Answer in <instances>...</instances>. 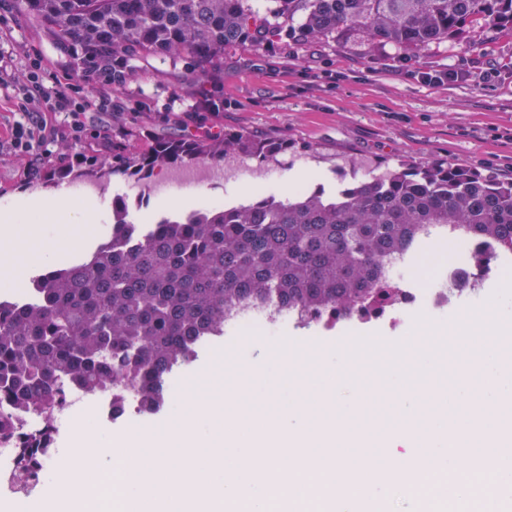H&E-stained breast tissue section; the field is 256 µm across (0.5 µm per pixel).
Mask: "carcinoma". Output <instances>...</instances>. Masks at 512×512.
<instances>
[{
    "label": "carcinoma",
    "instance_id": "obj_1",
    "mask_svg": "<svg viewBox=\"0 0 512 512\" xmlns=\"http://www.w3.org/2000/svg\"><path fill=\"white\" fill-rule=\"evenodd\" d=\"M68 68L93 90L124 85L151 63L193 66L199 102L218 101L224 50L283 35L343 38L358 50L398 52L440 45L468 23L512 24V0H17ZM288 148L237 132L155 136L132 151L71 148L44 176L55 184L113 176L151 178L162 167L244 154L267 159ZM246 204L162 215L148 228L112 201L109 238L87 258L32 277L23 304H0V405L44 416L69 380L98 391L137 385L149 406L170 366L196 357L224 319L271 297L305 314L351 315L379 292L382 270L430 227L489 239L512 252V179L455 163L403 167L327 194L319 189Z\"/></svg>",
    "mask_w": 512,
    "mask_h": 512
}]
</instances>
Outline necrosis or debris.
<instances>
[{
	"instance_id": "obj_1",
	"label": "necrosis or debris",
	"mask_w": 512,
	"mask_h": 512,
	"mask_svg": "<svg viewBox=\"0 0 512 512\" xmlns=\"http://www.w3.org/2000/svg\"><path fill=\"white\" fill-rule=\"evenodd\" d=\"M427 240L440 247H452L456 261L441 266L424 287L416 288L403 277L404 271L415 266L416 254L394 257L382 279L383 294L372 297L365 309L345 321L351 330L379 321L394 328L407 327L418 317L444 316L452 308H481L489 296L485 283L500 267L498 250L480 239L450 238L446 229L438 227L431 228ZM303 319L323 333L334 331L344 322L331 310L304 318L291 309L252 305L233 312L226 318L224 328L236 335H272ZM87 408L95 417L110 422L144 415L138 393L125 387L92 394L64 385L61 402L49 420L33 412L0 407V419L9 418L11 423L9 430L0 431V494L32 497L41 493L60 454L58 441L64 427Z\"/></svg>"
}]
</instances>
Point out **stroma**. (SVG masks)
<instances>
[{
  "label": "stroma",
  "mask_w": 512,
  "mask_h": 512,
  "mask_svg": "<svg viewBox=\"0 0 512 512\" xmlns=\"http://www.w3.org/2000/svg\"><path fill=\"white\" fill-rule=\"evenodd\" d=\"M0 47L12 51L15 67L38 54L54 72L67 71L43 30L30 22L15 0H0ZM184 67L181 61L158 63L142 70L125 89L109 92V101L124 106V119L115 121L108 112L90 113L81 150H100L94 132L105 125L111 126L114 138L135 150L147 147L153 130L167 124L173 133L195 134V124L174 122L197 105ZM451 67L462 69V77L440 85L421 80L422 73ZM206 118L211 126L287 140L289 148L266 161L245 157L244 170L235 174L226 173L224 164H214L220 177L204 188L169 172L147 184L115 178L45 186L25 177L24 161L4 145L0 209L31 195L47 199L59 192L90 200L97 217L87 226V243L59 255L55 263L63 266L90 253L105 236L112 198L118 193H145L144 207L134 220L149 224L163 211L158 203L162 197L188 194L201 207L210 192L228 204L245 203V189L255 183L261 192L287 196L288 175L296 169L307 170L328 189L335 188L340 173L363 179L403 164L435 161L511 179L512 28L472 23L441 46L393 55L382 49L364 56L338 41L241 44L224 54V109L207 113ZM404 337V332L394 333L383 325L361 332L341 329L322 337L289 327L274 339L247 333L205 343L195 366L203 368L221 350L228 351L230 359L248 363L266 350L286 345L332 349L341 340L394 348Z\"/></svg>",
  "instance_id": "stroma-1"
}]
</instances>
